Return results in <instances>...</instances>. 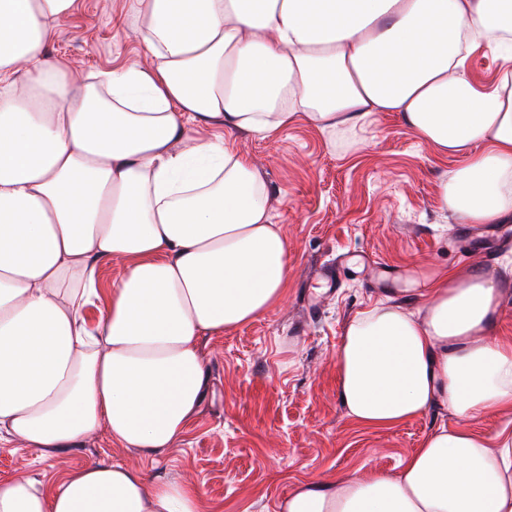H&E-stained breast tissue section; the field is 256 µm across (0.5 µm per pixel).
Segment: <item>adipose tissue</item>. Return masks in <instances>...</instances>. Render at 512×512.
Listing matches in <instances>:
<instances>
[{"label": "adipose tissue", "mask_w": 512, "mask_h": 512, "mask_svg": "<svg viewBox=\"0 0 512 512\" xmlns=\"http://www.w3.org/2000/svg\"><path fill=\"white\" fill-rule=\"evenodd\" d=\"M76 0H0V439L46 452L99 428L147 456L174 448L205 397L201 339L284 298L288 241L260 170L186 121L266 137L332 136L394 112L456 165L440 203L468 224L512 220V0H136L149 69L82 75L47 48ZM493 46L498 77L468 56ZM124 259L105 313L100 258ZM414 311L389 300L344 325L348 419L390 428L441 407L392 472L293 485L278 512H512V289L438 271ZM199 489L92 463L53 493L0 479V512H204Z\"/></svg>", "instance_id": "adipose-tissue-1"}]
</instances>
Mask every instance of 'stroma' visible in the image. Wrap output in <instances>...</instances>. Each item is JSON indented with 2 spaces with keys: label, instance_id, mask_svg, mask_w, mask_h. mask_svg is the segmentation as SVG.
<instances>
[{
  "label": "stroma",
  "instance_id": "stroma-1",
  "mask_svg": "<svg viewBox=\"0 0 512 512\" xmlns=\"http://www.w3.org/2000/svg\"><path fill=\"white\" fill-rule=\"evenodd\" d=\"M135 0H79L48 48L78 73L145 68L133 31ZM233 144L262 172L273 223L288 240L291 276L284 300L266 314L202 340L206 400L176 448L149 457L99 429L81 445L45 453L0 441V477L31 476L53 491L67 474L96 462L133 465L198 486L211 512H277L296 482L393 471L438 424L437 408L388 429L352 424L338 395L336 354L345 321L390 299L417 310L434 272H490L512 256V223L475 226L442 209L439 184L453 169L395 113L328 141L299 124ZM348 260L339 288L319 307L312 270Z\"/></svg>",
  "mask_w": 512,
  "mask_h": 512
}]
</instances>
